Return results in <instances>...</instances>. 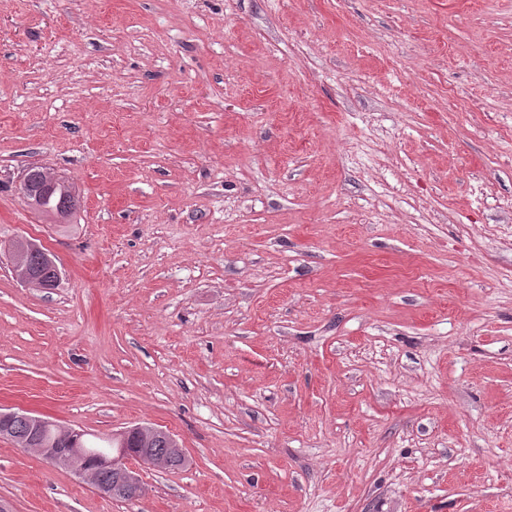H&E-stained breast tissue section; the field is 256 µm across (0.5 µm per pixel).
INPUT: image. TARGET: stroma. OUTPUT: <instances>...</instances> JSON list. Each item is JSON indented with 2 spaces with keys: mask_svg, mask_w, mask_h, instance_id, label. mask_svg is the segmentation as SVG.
<instances>
[{
  "mask_svg": "<svg viewBox=\"0 0 512 512\" xmlns=\"http://www.w3.org/2000/svg\"><path fill=\"white\" fill-rule=\"evenodd\" d=\"M1 405L188 458L7 512H512V0H0ZM37 170L41 173L34 181L36 186L42 187V194L34 212L46 219L51 218L54 224H66L80 206L79 192L53 169L43 166ZM31 249L36 251H41L45 257L46 260L49 262H53L49 254L37 243L30 242ZM25 264L35 269L39 272L44 282L48 284L57 283L56 288L59 284L60 277L57 274V269L50 265L47 261H45L41 254L39 253H31L25 257Z\"/></svg>",
  "mask_w": 512,
  "mask_h": 512,
  "instance_id": "35a3bbf8",
  "label": "stroma"
}]
</instances>
